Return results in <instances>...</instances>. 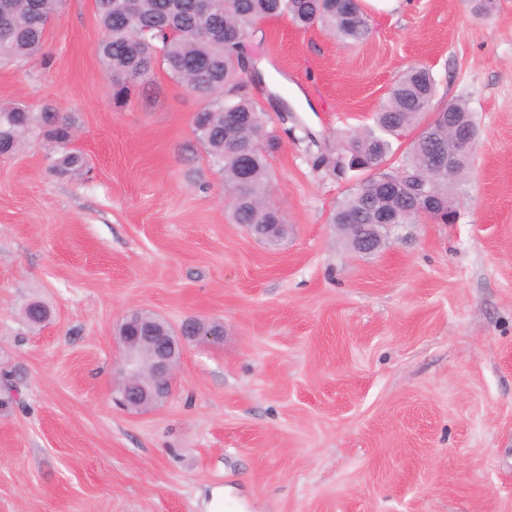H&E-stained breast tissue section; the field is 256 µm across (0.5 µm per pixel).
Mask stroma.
Here are the masks:
<instances>
[{
    "mask_svg": "<svg viewBox=\"0 0 512 512\" xmlns=\"http://www.w3.org/2000/svg\"><path fill=\"white\" fill-rule=\"evenodd\" d=\"M344 44L259 22L242 80L277 139L274 248L236 224L193 133L201 101L155 67L115 95L94 0H63L42 55L0 65V103L71 114L90 172L30 135L0 157V512H512V0L368 7ZM479 127L451 224L373 253L330 223L333 172L411 67ZM44 302L38 326L21 314ZM132 310L224 328L184 347L174 394L112 400Z\"/></svg>",
    "mask_w": 512,
    "mask_h": 512,
    "instance_id": "stroma-1",
    "label": "stroma"
}]
</instances>
